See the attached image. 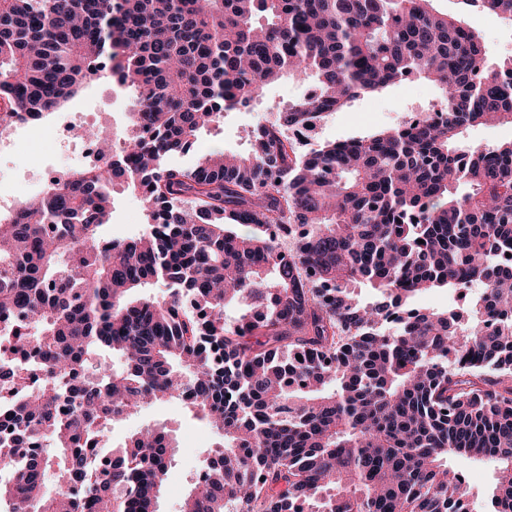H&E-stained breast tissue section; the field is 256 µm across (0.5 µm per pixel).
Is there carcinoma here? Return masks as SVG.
Returning a JSON list of instances; mask_svg holds the SVG:
<instances>
[{
  "mask_svg": "<svg viewBox=\"0 0 512 512\" xmlns=\"http://www.w3.org/2000/svg\"><path fill=\"white\" fill-rule=\"evenodd\" d=\"M432 2L0 0V122H36L107 69L136 95L104 164L0 218V330L42 370L28 386L0 364L8 512H158L173 430L99 448L154 402L220 436L181 512H464L450 456L493 461V512H512V141L465 144L512 125V58L489 65ZM463 2L512 22V0ZM288 77L314 93L246 153L163 165ZM410 78L442 90L444 119L306 154L286 137ZM117 185L145 215L124 240L102 235ZM159 279L169 296L147 292ZM472 285L460 307L408 308ZM466 141L473 146H494L512 140V126L510 124L479 127L465 135Z\"/></svg>",
  "mask_w": 512,
  "mask_h": 512,
  "instance_id": "carcinoma-1",
  "label": "carcinoma"
}]
</instances>
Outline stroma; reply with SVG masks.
I'll list each match as a JSON object with an SVG mask.
<instances>
[{"label": "stroma", "mask_w": 512, "mask_h": 512, "mask_svg": "<svg viewBox=\"0 0 512 512\" xmlns=\"http://www.w3.org/2000/svg\"><path fill=\"white\" fill-rule=\"evenodd\" d=\"M433 5L438 11L462 15L480 35L490 62L512 56V22L488 11H462L458 0H434ZM312 89L311 82L297 80H286L267 88L247 108L228 113L223 123L203 130L194 152L171 156L166 160L167 165L188 168L194 164L197 153L216 149L245 152L248 148L247 130ZM441 96L438 87L420 80L391 86L379 94L361 95L343 110L327 116L310 138L298 142L297 147L305 152L324 142L364 137L392 128L408 116L432 111ZM130 107L129 92L103 76L71 99L66 110L79 114L85 128L115 134L124 129L125 114ZM59 119V114L49 115L41 129L32 128L22 133L20 152L12 160L0 163V178L11 184L15 201L31 196L36 185L33 171L44 172L61 167L63 160L49 139V131ZM144 228V213L139 199L133 193L117 191L113 197L112 221L104 229L105 237L125 239L138 235ZM157 423L168 424L178 441L171 475L160 495L158 509L159 512H180L194 472L209 456L217 437L195 413L169 402H157L138 409L115 425L108 433L107 441L112 446L120 445L129 434Z\"/></svg>", "instance_id": "stroma-1"}]
</instances>
